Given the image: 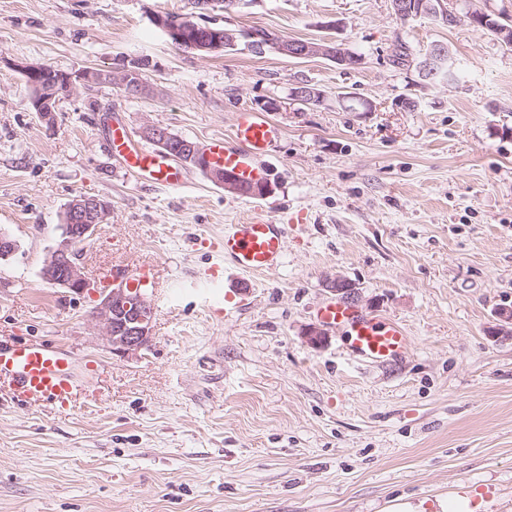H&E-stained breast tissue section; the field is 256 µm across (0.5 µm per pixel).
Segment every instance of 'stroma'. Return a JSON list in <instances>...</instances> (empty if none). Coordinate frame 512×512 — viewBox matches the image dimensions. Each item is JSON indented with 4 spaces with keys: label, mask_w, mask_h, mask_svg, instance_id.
<instances>
[{
    "label": "stroma",
    "mask_w": 512,
    "mask_h": 512,
    "mask_svg": "<svg viewBox=\"0 0 512 512\" xmlns=\"http://www.w3.org/2000/svg\"><path fill=\"white\" fill-rule=\"evenodd\" d=\"M335 40L361 56L178 50L154 14ZM445 45L452 85L393 62ZM148 60V94L77 85L51 119L17 67L107 70ZM308 83L318 105L295 103ZM367 99L375 109L362 111ZM281 136L258 164L274 185L240 196L186 165L180 189L143 184L108 149V124L207 145L240 110ZM111 205L83 245L89 280L142 265L156 311L148 350L112 353L95 292L42 267L76 196ZM285 225L282 267L243 273L219 248L254 213ZM0 340L39 337L106 367L96 399L59 413L0 391V512H388L395 500L472 495L512 512V47L460 16L401 22L390 0H0ZM219 272L211 281V272ZM356 285L354 306L401 324L409 346L378 364L342 330L305 331Z\"/></svg>",
    "instance_id": "obj_1"
}]
</instances>
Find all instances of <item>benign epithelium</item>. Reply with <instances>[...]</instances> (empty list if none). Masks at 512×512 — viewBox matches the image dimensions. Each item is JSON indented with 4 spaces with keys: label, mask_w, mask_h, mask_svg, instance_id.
<instances>
[{
    "label": "benign epithelium",
    "mask_w": 512,
    "mask_h": 512,
    "mask_svg": "<svg viewBox=\"0 0 512 512\" xmlns=\"http://www.w3.org/2000/svg\"><path fill=\"white\" fill-rule=\"evenodd\" d=\"M393 12L405 19L419 17L443 18L453 23L458 20L457 8L448 7L447 0H394ZM169 39L183 49L206 54L211 52L209 45L212 29H202V25L192 15L165 16L155 18ZM214 43L224 38V48H233L244 37L238 29L226 28L215 32ZM276 49L283 55L303 59L326 57L339 66L356 67L360 58L343 47L328 41L282 40ZM117 84L129 96H142L148 92L143 78L140 60L122 61L109 70L80 71L65 76L61 86L39 85L30 98L34 111L49 116L55 111L59 95L73 89L78 83ZM321 93L307 83L298 85L295 100L311 105L320 102ZM142 135L163 147L175 146L173 155L185 164L198 167L205 159V152L195 141L185 140L160 126L146 127ZM212 181L241 196L265 197L273 193V185L265 179L256 184H243L234 176L218 169H207ZM110 212L109 202L92 195H80L72 199L64 213L61 239L49 253L43 267V277L50 283L72 292L80 293L90 287L78 263L76 246L102 228ZM99 323L102 339L112 348V353L136 355L150 347L154 320V308L145 293H133L124 285L115 282L100 295V303L94 311Z\"/></svg>",
    "instance_id": "obj_1"
}]
</instances>
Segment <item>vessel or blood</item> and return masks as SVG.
I'll return each instance as SVG.
<instances>
[{"mask_svg":"<svg viewBox=\"0 0 512 512\" xmlns=\"http://www.w3.org/2000/svg\"><path fill=\"white\" fill-rule=\"evenodd\" d=\"M279 134L271 119L261 112H240L234 124L233 142L212 139L206 162L221 167L240 180L258 182L265 172L255 164L258 156L269 153ZM109 149L131 175L171 190L180 189L184 175L161 148L137 141L127 126L112 123ZM285 228L255 214L229 225L221 248L225 261L246 273L276 269L285 248ZM319 316L332 328L348 336L355 357L385 363L397 359L408 346L404 329L397 323L366 315L344 301L324 305ZM99 365L86 361L82 372H75L70 352L41 339L0 342V384H6L17 398L30 404L49 403L68 410L86 397L85 381L96 380Z\"/></svg>","mask_w":512,"mask_h":512,"instance_id":"obj_1","label":"vessel or blood"}]
</instances>
